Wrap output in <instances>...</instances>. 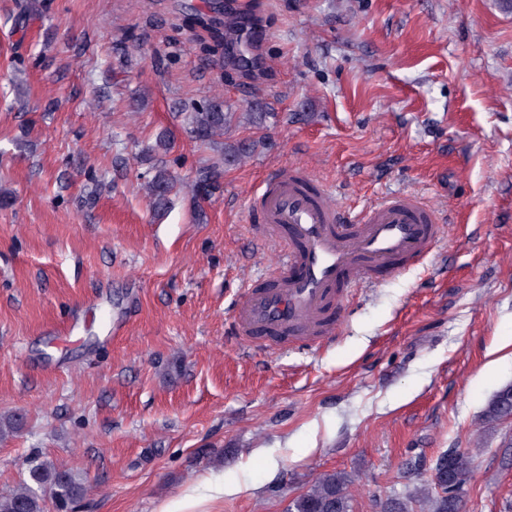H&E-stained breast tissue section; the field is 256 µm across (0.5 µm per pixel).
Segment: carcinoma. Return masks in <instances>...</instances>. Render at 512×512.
Returning a JSON list of instances; mask_svg holds the SVG:
<instances>
[{"label":"carcinoma","instance_id":"1","mask_svg":"<svg viewBox=\"0 0 512 512\" xmlns=\"http://www.w3.org/2000/svg\"><path fill=\"white\" fill-rule=\"evenodd\" d=\"M236 112L224 111V104L214 102L202 112H191L188 121L191 132L201 142L211 143L238 121ZM254 150L250 143L224 145V162H238ZM217 171L208 168L200 172L192 185L196 196L211 193ZM174 188V181L162 172L146 183V189L158 205L164 204ZM512 413V385L498 390L489 400L483 414L485 427H496ZM475 456L471 448H457L451 459L454 474L466 483L474 470ZM352 477L344 471L323 473L314 484L296 498L288 512H352L349 486ZM86 492L84 480L77 474L56 466L52 461L36 456L29 461L27 478L13 490L0 494V512H45L46 498L64 510L80 500ZM463 499L438 493L430 480L412 484L406 493L388 498L382 503L383 512H461Z\"/></svg>","mask_w":512,"mask_h":512}]
</instances>
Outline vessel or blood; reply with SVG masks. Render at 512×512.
I'll return each instance as SVG.
<instances>
[{"instance_id": "1", "label": "vessel or blood", "mask_w": 512, "mask_h": 512, "mask_svg": "<svg viewBox=\"0 0 512 512\" xmlns=\"http://www.w3.org/2000/svg\"><path fill=\"white\" fill-rule=\"evenodd\" d=\"M333 190L283 167L251 197L262 234L286 247L272 274L245 283L233 312L246 344L273 350L337 335L354 289L423 259L440 237L433 208L399 195L354 213Z\"/></svg>"}]
</instances>
